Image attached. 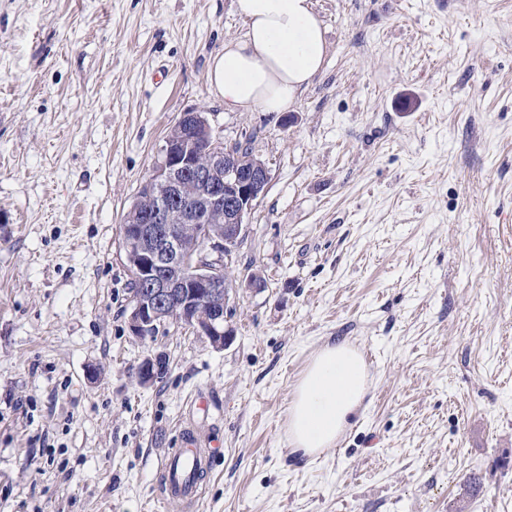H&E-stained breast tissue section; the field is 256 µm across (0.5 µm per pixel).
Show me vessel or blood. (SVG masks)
<instances>
[{"label": "vessel or blood", "mask_w": 512, "mask_h": 512, "mask_svg": "<svg viewBox=\"0 0 512 512\" xmlns=\"http://www.w3.org/2000/svg\"><path fill=\"white\" fill-rule=\"evenodd\" d=\"M211 449L201 447L191 428L181 431V445L165 454L158 499L160 503L176 502L186 512H193L206 478Z\"/></svg>", "instance_id": "b4317fda"}]
</instances>
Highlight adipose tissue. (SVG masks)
<instances>
[{"label": "adipose tissue", "instance_id": "1", "mask_svg": "<svg viewBox=\"0 0 512 512\" xmlns=\"http://www.w3.org/2000/svg\"><path fill=\"white\" fill-rule=\"evenodd\" d=\"M247 21L242 37L225 41L209 63L208 80L226 108L247 112L289 110L322 71L328 52L325 28L313 0H235ZM367 394L359 351L328 341L313 354L288 408V442L314 457L335 447Z\"/></svg>", "mask_w": 512, "mask_h": 512}]
</instances>
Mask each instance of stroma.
I'll return each mask as SVG.
<instances>
[{
    "mask_svg": "<svg viewBox=\"0 0 512 512\" xmlns=\"http://www.w3.org/2000/svg\"><path fill=\"white\" fill-rule=\"evenodd\" d=\"M313 3L322 73L238 112L234 0H0V512H182L187 425L219 445L196 512H512V0ZM189 110L271 170L221 350L128 324L120 226ZM330 339L369 393L308 459L287 409ZM201 447L195 432L184 427L180 447L170 448L162 460V480L157 494L160 503L177 502L185 509L195 510L209 458L218 445Z\"/></svg>",
    "mask_w": 512,
    "mask_h": 512,
    "instance_id": "1",
    "label": "stroma"
}]
</instances>
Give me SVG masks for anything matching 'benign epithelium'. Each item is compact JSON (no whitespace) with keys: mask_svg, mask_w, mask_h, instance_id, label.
Returning <instances> with one entry per match:
<instances>
[{"mask_svg":"<svg viewBox=\"0 0 512 512\" xmlns=\"http://www.w3.org/2000/svg\"><path fill=\"white\" fill-rule=\"evenodd\" d=\"M177 126L179 137L165 138L121 229L137 285L128 322L142 337L174 319L220 350L233 340L227 315L238 288L228 283L225 259L243 238L271 170L260 159L242 157V145H224L203 112L181 114ZM187 225L191 246L185 244ZM164 368L161 359L146 360L140 381H154Z\"/></svg>","mask_w":512,"mask_h":512,"instance_id":"obj_1","label":"benign epithelium"}]
</instances>
